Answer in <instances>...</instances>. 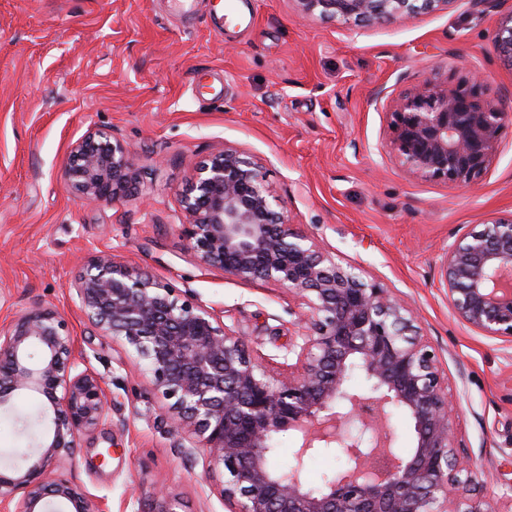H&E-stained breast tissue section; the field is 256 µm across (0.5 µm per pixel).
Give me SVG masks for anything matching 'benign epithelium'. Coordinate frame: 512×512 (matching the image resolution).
I'll return each mask as SVG.
<instances>
[{
	"mask_svg": "<svg viewBox=\"0 0 512 512\" xmlns=\"http://www.w3.org/2000/svg\"><path fill=\"white\" fill-rule=\"evenodd\" d=\"M296 2L304 15L359 22L400 21L416 8L413 0ZM494 49L512 63V18ZM511 121V110L484 97L479 73L454 88H416L393 104L390 153L423 178L476 185ZM63 177L84 199L113 201L136 174L121 140L90 130L72 145ZM180 206V233L201 266L272 282L302 300L288 348L295 361L268 368L214 311L109 253L93 256L70 287L88 323L123 344L170 401L163 422L175 447L188 442L185 458L200 451L210 466H223L229 512H500L469 493L481 464L455 439L448 374L411 308L291 224L261 163L224 145L199 163ZM441 266L457 317L512 345V217L449 244ZM33 346L42 350L37 363ZM357 371L362 389L350 385ZM21 391L38 396L43 430L35 447L14 450L25 466L0 465V512H99L80 486L53 471L111 422V397L74 356L68 322L51 306L0 324V411ZM396 415L415 433L405 455L393 447ZM287 431L300 446L281 472L270 463L271 447ZM328 448L343 449L345 463L312 488L305 458Z\"/></svg>",
	"mask_w": 512,
	"mask_h": 512,
	"instance_id": "obj_1",
	"label": "benign epithelium"
}]
</instances>
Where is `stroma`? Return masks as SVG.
Returning a JSON list of instances; mask_svg holds the SVG:
<instances>
[{
  "instance_id": "obj_1",
  "label": "stroma",
  "mask_w": 512,
  "mask_h": 512,
  "mask_svg": "<svg viewBox=\"0 0 512 512\" xmlns=\"http://www.w3.org/2000/svg\"><path fill=\"white\" fill-rule=\"evenodd\" d=\"M236 23L213 0H0V322L55 306L112 397V422L59 467L99 512H227L222 470L183 460L161 421L169 402L121 343L84 319L70 282L112 252L221 313L269 364L283 362L302 309L273 283L198 264L177 229L200 161L224 144L259 160L292 224L410 305L448 373L455 436L481 459L487 498L512 512V349L461 323L441 257L484 222L512 216V124L478 185L410 173L388 152L403 93L471 72L512 101L493 51L512 0H454L400 22L300 15L295 0H245ZM107 131L138 173L91 203L61 175L73 143Z\"/></svg>"
}]
</instances>
